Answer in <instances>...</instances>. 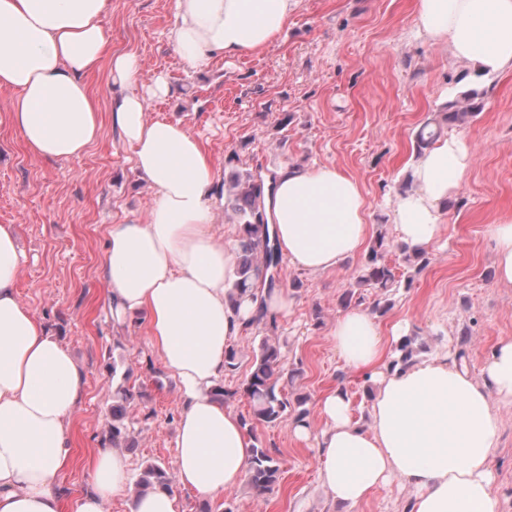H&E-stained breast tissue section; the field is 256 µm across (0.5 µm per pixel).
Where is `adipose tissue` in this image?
I'll list each match as a JSON object with an SVG mask.
<instances>
[{"instance_id": "adipose-tissue-1", "label": "adipose tissue", "mask_w": 512, "mask_h": 512, "mask_svg": "<svg viewBox=\"0 0 512 512\" xmlns=\"http://www.w3.org/2000/svg\"><path fill=\"white\" fill-rule=\"evenodd\" d=\"M297 0H175L168 32L193 69L215 58L254 55L287 28ZM110 0H0V91L11 92L8 124L30 155L81 157L101 134L99 106L84 78L110 59L112 126L131 149L153 200L146 221L105 229L103 301L122 328L144 315L151 346L181 385L175 472L180 486L218 500L238 488L253 440L211 390L224 377L225 354L257 306L230 309L227 282L238 262L232 238L217 231L224 183L203 141L180 122L152 119L151 101L169 96L164 75L144 80L135 54L109 53L104 21ZM420 35L447 45L452 63L485 73L512 70V0H415ZM473 156L463 134L439 139L410 171L412 190L394 208L400 243L430 245L443 226L442 205L458 195ZM267 208L289 267L310 274L336 269L368 234V204L358 181L333 164L287 167ZM500 284L512 287V213L486 225ZM23 265L14 225L0 224V512H105L129 486L121 449L99 451L90 491L64 499L58 474L71 452L74 408L85 377L69 351L20 298ZM392 336L366 310L351 308L332 328L344 365L369 376L375 392L367 423L351 401L323 396L320 430L293 424L312 442L323 489L354 507L399 482L403 512H501L495 489L500 420L491 400L512 404V338L501 339L480 378L445 351L404 369L385 362Z\"/></svg>"}]
</instances>
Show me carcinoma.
I'll list each match as a JSON object with an SVG mask.
<instances>
[{
  "label": "carcinoma",
  "instance_id": "obj_1",
  "mask_svg": "<svg viewBox=\"0 0 512 512\" xmlns=\"http://www.w3.org/2000/svg\"><path fill=\"white\" fill-rule=\"evenodd\" d=\"M482 109L480 93L475 89L464 91L447 105L434 118L427 121L417 132L415 149L417 155L429 148L442 135L446 126H463L476 117ZM265 178L261 172L235 173L228 181L224 200V216L240 226L239 261L235 277L228 281V299L232 306L247 297L258 304L257 314L246 323L245 329L270 330L276 327V316L267 312L262 291L257 282L267 283V290L274 289V276L271 271L278 268L282 255L270 240L268 219L265 209ZM390 244L386 232L377 233L365 260L355 277L358 287L376 288L381 299L373 305V310L384 313L393 305V296L401 288H409L413 277L396 274V267L386 260ZM402 262L408 269L420 273L429 263L428 252L420 246L409 250L400 249ZM424 344L415 336H403L395 345L397 357L391 367H407L416 362V356ZM284 355L278 342L265 336L253 354V367L249 377L239 390H230L219 384L213 388V395L226 400L243 393L249 400L253 417L265 423H280L288 420L291 403L288 400ZM135 395L123 384L112 389V428L110 441L117 445L129 437V408ZM280 468L277 460L267 448L254 447L253 457L247 474V482L258 497L270 494L279 484ZM136 492L153 489L172 490V478L165 467L150 462L140 473Z\"/></svg>",
  "mask_w": 512,
  "mask_h": 512
}]
</instances>
